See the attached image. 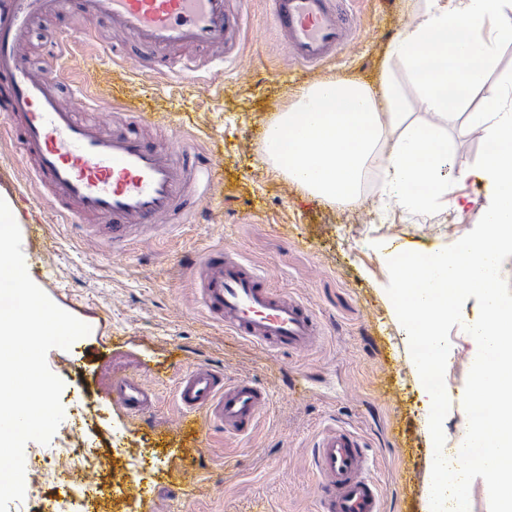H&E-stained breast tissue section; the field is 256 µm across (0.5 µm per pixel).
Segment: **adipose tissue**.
Listing matches in <instances>:
<instances>
[{
  "mask_svg": "<svg viewBox=\"0 0 512 512\" xmlns=\"http://www.w3.org/2000/svg\"><path fill=\"white\" fill-rule=\"evenodd\" d=\"M509 38L512 0H423L415 25L389 48L408 68L424 111L444 120L463 114L483 129L479 172L488 191L479 234L460 238L449 254L405 256L396 250L389 256L403 286L397 308L409 322L408 333L434 343L438 354L434 360L416 355L420 382H427L436 362L448 359L443 338L459 293H477L482 316L472 329L475 385L465 394L475 402L489 389L499 398L496 417L464 423L439 460L431 512H469L460 489L472 476L475 454L499 475L491 489L494 512H512V306L498 292L501 261L512 252V78L488 80L496 47ZM477 93L482 107L466 112ZM263 152L274 171L332 206L358 200L374 159L381 161L391 193L422 209L447 195L453 175L447 139L410 119L387 75L375 90L334 77L298 88L292 104L267 125ZM420 185L428 186V194L417 193Z\"/></svg>",
  "mask_w": 512,
  "mask_h": 512,
  "instance_id": "1",
  "label": "adipose tissue"
}]
</instances>
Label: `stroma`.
<instances>
[{"instance_id": "obj_1", "label": "stroma", "mask_w": 512, "mask_h": 512, "mask_svg": "<svg viewBox=\"0 0 512 512\" xmlns=\"http://www.w3.org/2000/svg\"><path fill=\"white\" fill-rule=\"evenodd\" d=\"M345 7L354 18L351 40L324 63L302 66L289 60L268 0H251L235 67L219 84L204 69H133L130 60L142 49L132 41L125 44L128 61L103 60L111 27L75 8L34 29L28 61L60 68L63 98L89 75L92 89L144 103L159 121L148 136L195 147L218 165L224 183L198 214H175L165 228L115 247L91 237L88 223L59 220L20 143L4 134L0 113V195L13 200L19 228H45L40 239L22 244L38 255L27 271L57 306L91 328L77 357L55 348L47 363L64 383L65 418L90 408L83 438L102 462L93 501L46 483L9 512H50L57 501L67 512H319L312 452L317 437L338 425L361 435L383 512H428L435 460L473 410L464 391L471 382L469 322L480 298L464 295L448 314L452 376L442 412L433 416L395 306L398 285L385 249L450 252L459 237L479 233L476 213L487 195L478 173L483 130L463 117L448 123V151L466 177L449 181L446 202L424 212L387 195L384 175L373 167L352 206L321 204L275 175L263 160V130L298 86L333 76L374 88L386 72L414 118L431 119L405 64L386 55L415 23L411 0H346ZM85 29L95 31L93 43L55 59L60 38ZM458 200L465 212L456 210ZM215 247L238 252L305 302L324 327L317 348L278 351L225 334L203 309L188 269ZM199 364L267 393L251 433L236 436L214 422L196 434L181 430L175 379ZM117 369L138 374L157 393L152 414L133 416L115 402L110 379ZM129 452L144 456L140 472L127 470Z\"/></svg>"}]
</instances>
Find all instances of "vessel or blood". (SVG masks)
<instances>
[{
  "label": "vessel or blood",
  "instance_id": "1",
  "mask_svg": "<svg viewBox=\"0 0 512 512\" xmlns=\"http://www.w3.org/2000/svg\"><path fill=\"white\" fill-rule=\"evenodd\" d=\"M244 0H80L83 14L105 21L148 54L139 64L157 73L197 68L200 47L222 48L234 62L246 29ZM68 0H0V112L16 134L32 172L63 220L104 221L120 246L146 229L169 223L176 208L198 205L222 179L194 148L174 149L146 140L140 126L152 118L144 106L123 104V120L103 127L65 107L59 86L23 61L35 24L52 23ZM274 27L289 57L312 66L342 45L349 22L332 0H270ZM207 312L226 330L270 349L301 352L317 345L322 328L296 297L275 289L262 271L216 247L192 269ZM112 393L128 413L154 408V394L138 378L112 377ZM175 397L186 425L199 418L244 434L268 396L247 380L199 366L183 373ZM320 512H382L368 477L369 460L357 436L344 427L326 431L314 450Z\"/></svg>",
  "mask_w": 512,
  "mask_h": 512
}]
</instances>
